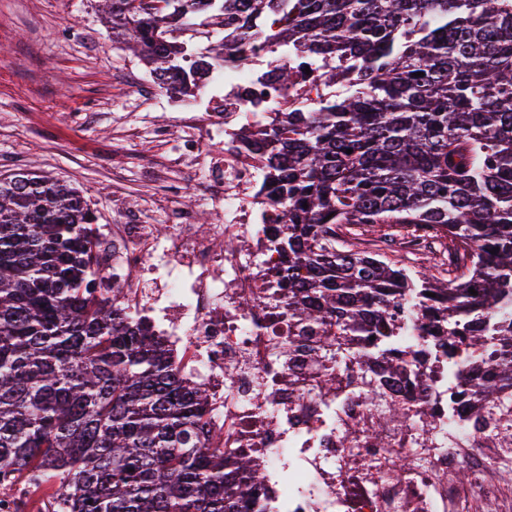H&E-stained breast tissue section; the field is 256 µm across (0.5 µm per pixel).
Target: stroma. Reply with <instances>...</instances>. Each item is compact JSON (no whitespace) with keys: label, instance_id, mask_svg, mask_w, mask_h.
I'll return each instance as SVG.
<instances>
[{"label":"stroma","instance_id":"stroma-1","mask_svg":"<svg viewBox=\"0 0 512 512\" xmlns=\"http://www.w3.org/2000/svg\"><path fill=\"white\" fill-rule=\"evenodd\" d=\"M149 70L111 42L98 0H0V177L27 169L71 184L98 224H163L173 204L213 216L205 167L180 114L129 81ZM448 491L475 512H512V470L474 495L448 469Z\"/></svg>","mask_w":512,"mask_h":512}]
</instances>
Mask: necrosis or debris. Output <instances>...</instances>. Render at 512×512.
Here are the masks:
<instances>
[{
	"instance_id": "necrosis-or-debris-1",
	"label": "necrosis or debris",
	"mask_w": 512,
	"mask_h": 512,
	"mask_svg": "<svg viewBox=\"0 0 512 512\" xmlns=\"http://www.w3.org/2000/svg\"><path fill=\"white\" fill-rule=\"evenodd\" d=\"M257 39L247 69L224 64L212 73L201 93L188 96L174 85L138 80L143 95L164 91L182 112L192 114L194 135L209 172L205 191L223 223L200 235L192 211L178 208L167 225L115 224L103 233L107 244L102 281L96 293L108 298L123 291L132 318L161 312L152 329L170 349L191 354L201 368L193 375L217 405L210 419L211 434L223 435L228 447L244 450L264 481L256 500L284 505V512H393L387 505L392 489L410 486L420 512H444L454 451L432 453L423 473L391 475L371 483L339 480L338 432L323 417L325 397L311 393L317 377L306 353L285 365L288 324L267 299V279L278 263L266 246L263 227L271 214L266 171L253 153L252 142L288 105L318 102L319 83L305 81L285 88L273 83L275 66L293 60L287 46L268 51L275 29L256 22ZM234 237L239 249L222 251L214 239ZM443 362L429 360L419 386L404 392L416 406L444 403L448 397ZM305 442L300 455L314 494L282 497L277 453Z\"/></svg>"
}]
</instances>
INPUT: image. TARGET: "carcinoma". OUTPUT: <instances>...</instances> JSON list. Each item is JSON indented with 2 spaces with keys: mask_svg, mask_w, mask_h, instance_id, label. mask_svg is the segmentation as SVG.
<instances>
[{
  "mask_svg": "<svg viewBox=\"0 0 512 512\" xmlns=\"http://www.w3.org/2000/svg\"><path fill=\"white\" fill-rule=\"evenodd\" d=\"M111 34L162 81L198 88L247 64L253 19L302 49L272 73L344 94L288 107L255 142L282 220L267 225L288 329L316 336V389L336 397L346 460L373 481L417 472L406 452L366 457L390 432L413 448H470L512 463V0H101ZM238 24L206 54L176 36L197 17ZM424 76L417 77L415 73ZM352 153H346V150ZM96 216L80 192L18 170L0 179V488L14 512H249L264 475L202 441L211 401L145 319L101 301ZM413 224L448 239V277L345 249L342 229ZM474 289L473 295L469 289ZM422 322H398L401 312ZM440 349L448 407L391 394ZM362 384L374 412L348 415Z\"/></svg>",
  "mask_w": 512,
  "mask_h": 512,
  "instance_id": "1",
  "label": "carcinoma"
}]
</instances>
